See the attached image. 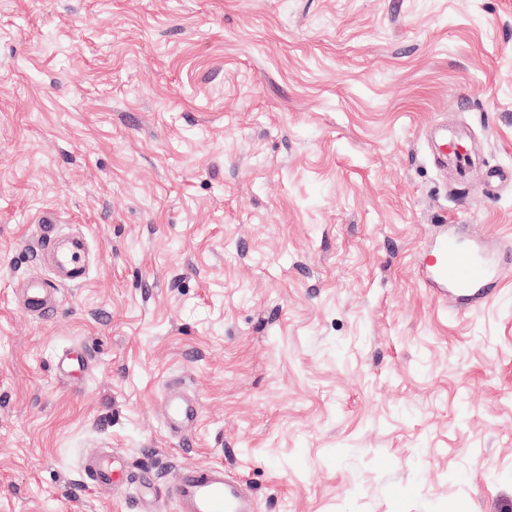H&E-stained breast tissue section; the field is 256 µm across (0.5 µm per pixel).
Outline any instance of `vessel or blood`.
<instances>
[{
  "mask_svg": "<svg viewBox=\"0 0 512 512\" xmlns=\"http://www.w3.org/2000/svg\"><path fill=\"white\" fill-rule=\"evenodd\" d=\"M442 154L450 156L459 165L470 161L465 142L438 136ZM55 215L45 210L37 219L38 256L44 257L50 277L30 276L18 292L20 307L29 315L42 319L54 313L59 304V288L65 284H80L88 269L85 264L84 244L73 240L60 244L52 232ZM419 272L426 285L444 298L454 299L458 306L473 308L488 301L501 287L497 270L488 251L479 245L460 246L454 234H443L435 248L430 249ZM161 410L170 433L189 439L200 417L199 400L178 387H169L162 399ZM82 473L87 485L96 489L119 490L138 484L141 497L136 502L137 512H147L153 496L154 478L150 473L134 474L125 459L102 450L86 457ZM168 491L177 512H257L256 500L248 485L227 474L223 465H185L171 472Z\"/></svg>",
  "mask_w": 512,
  "mask_h": 512,
  "instance_id": "obj_1",
  "label": "vessel or blood"
}]
</instances>
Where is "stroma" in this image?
Masks as SVG:
<instances>
[{
	"instance_id": "stroma-1",
	"label": "stroma",
	"mask_w": 512,
	"mask_h": 512,
	"mask_svg": "<svg viewBox=\"0 0 512 512\" xmlns=\"http://www.w3.org/2000/svg\"><path fill=\"white\" fill-rule=\"evenodd\" d=\"M501 167L512 0H0V512H125L82 479L102 448L159 512L213 463L259 512H512V264L471 310L417 277L445 224L512 255ZM45 209L91 264L35 320L13 293L48 272ZM438 141V148L443 155H450L461 166H466L470 162L468 147L462 140H448L447 132L442 130L438 135ZM161 410L169 432L190 441L189 437L200 417L199 400L171 385L162 399Z\"/></svg>"
}]
</instances>
